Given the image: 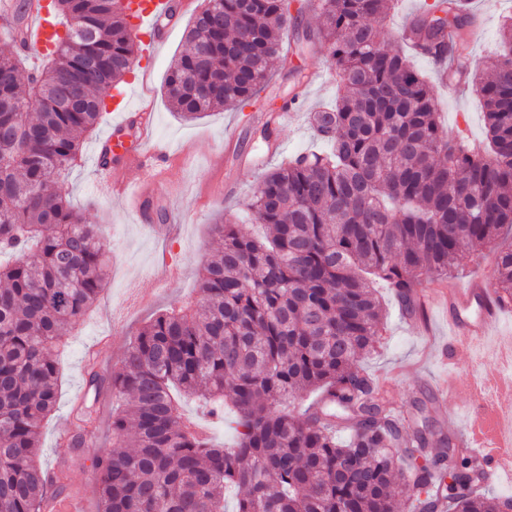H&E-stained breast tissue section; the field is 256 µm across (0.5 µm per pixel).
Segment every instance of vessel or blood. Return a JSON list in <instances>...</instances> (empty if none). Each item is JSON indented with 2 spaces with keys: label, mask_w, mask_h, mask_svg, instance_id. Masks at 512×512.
Here are the masks:
<instances>
[{
  "label": "vessel or blood",
  "mask_w": 512,
  "mask_h": 512,
  "mask_svg": "<svg viewBox=\"0 0 512 512\" xmlns=\"http://www.w3.org/2000/svg\"><path fill=\"white\" fill-rule=\"evenodd\" d=\"M122 4L133 17L131 32L150 52H157L165 44L169 31L162 28L161 21L168 14L172 0H122ZM27 39L38 52L53 49L60 36V27L48 11L47 0H33L27 19ZM136 125L140 132L135 143L118 140L106 134L102 144L121 156L126 176H118L115 168L103 160H96L95 172L98 180L110 185L112 193L120 199L141 198L144 182L141 178L149 160L159 158L160 153L146 147L144 133L151 124V109L140 104L135 112ZM446 306L451 313L448 321V354L457 356L470 354L486 340L500 316L501 309L493 294L479 284L461 285L449 289ZM486 385L476 383L460 388L459 393L477 407L478 418L471 428L459 435L460 447L466 448L479 461L486 480L512 481V431H504L498 421L499 400L483 401Z\"/></svg>",
  "instance_id": "1"
}]
</instances>
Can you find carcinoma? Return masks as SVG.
I'll return each mask as SVG.
<instances>
[{
    "instance_id": "obj_1",
    "label": "carcinoma",
    "mask_w": 512,
    "mask_h": 512,
    "mask_svg": "<svg viewBox=\"0 0 512 512\" xmlns=\"http://www.w3.org/2000/svg\"><path fill=\"white\" fill-rule=\"evenodd\" d=\"M52 2L66 33L43 69L0 54V512H49L69 493L67 468L39 462L40 427L57 407V348L103 290L109 249L60 178L140 51L121 0ZM292 2L203 0L166 75L174 111L193 120L256 97L305 13ZM395 2L319 0L321 24L296 50L319 44L336 63V104L308 116L330 150L264 175L250 204L263 238L213 225L223 249L201 269L195 308L149 320L119 367L86 364L65 441L89 446L100 397L116 401L112 445L90 458L99 512H227L229 492L232 512H395L404 473L417 512H501L474 481L478 461L406 428L357 359L382 323L374 283L415 315L422 283L512 240V17L473 80L485 121L474 146L443 135L433 87L404 54L447 59L445 82L465 77L469 0L425 4L389 48L378 24ZM25 9L8 25L24 51ZM495 272L496 300L511 307L512 244L495 250ZM195 396L209 411L233 407L234 447L186 429L181 401Z\"/></svg>"
}]
</instances>
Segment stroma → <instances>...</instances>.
<instances>
[{"label":"stroma","instance_id":"1","mask_svg":"<svg viewBox=\"0 0 512 512\" xmlns=\"http://www.w3.org/2000/svg\"><path fill=\"white\" fill-rule=\"evenodd\" d=\"M201 6L202 0H190L173 22L164 48L141 54L130 73L133 104L148 99L154 105L149 144L163 148L165 155L150 177L167 184L169 194L148 198V219L143 222L131 204L114 198L99 183L94 150L113 125L110 111L85 137L81 160L65 178L71 202L86 223L99 225L112 250L103 293L58 354V406L41 428L40 460L49 468L66 462L72 495L83 512H98L99 508L88 454L69 448L62 436L71 427V408L83 393L82 367L87 356H95L103 371L119 366L131 337L150 318L195 304L198 273L219 249L211 231L213 222L223 217L238 224L245 234L260 233L262 227L255 223L248 205L262 172L299 153L327 147L315 137L306 117L307 112L336 100V83L327 51L321 46L289 53L287 63H274L271 80L243 110L213 112L192 121L173 112L165 78L186 49L189 23ZM472 7L478 21L471 70L479 74L494 61L502 20L512 12V0H473ZM437 98L446 136L464 129L471 138H484L483 108L474 90L451 96L441 88ZM291 100L299 106L295 121L278 125L274 146H267L255 134L253 113L281 109ZM378 293L385 310V329L374 350L360 357V366L383 379L405 427L426 424L434 432L454 435L465 430L468 412L442 413L430 399L443 386L495 373L496 362L480 346L473 356H460L454 364H446L442 349L448 326L435 304H426L424 316L410 317L389 289L379 288Z\"/></svg>","mask_w":512,"mask_h":512}]
</instances>
